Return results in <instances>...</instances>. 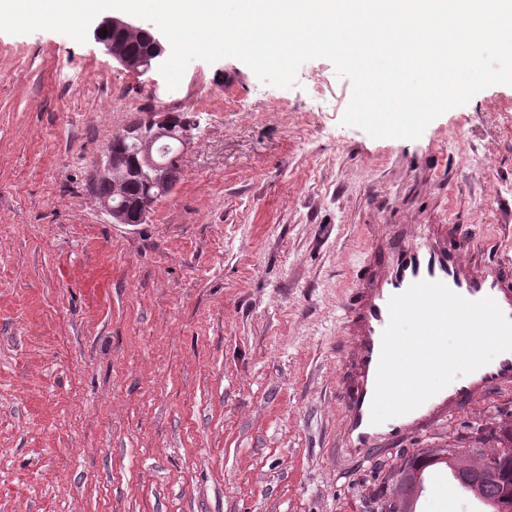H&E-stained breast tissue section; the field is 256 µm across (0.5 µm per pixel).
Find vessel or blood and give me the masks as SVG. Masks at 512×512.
Returning <instances> with one entry per match:
<instances>
[{
  "mask_svg": "<svg viewBox=\"0 0 512 512\" xmlns=\"http://www.w3.org/2000/svg\"><path fill=\"white\" fill-rule=\"evenodd\" d=\"M420 281L443 283L471 301L492 298L512 319V260L489 256L455 225L389 224L373 235L342 326L346 356L338 376L342 420L336 449L344 468L430 434L478 396L512 389V351H507L456 377L415 410L371 424L388 302Z\"/></svg>",
  "mask_w": 512,
  "mask_h": 512,
  "instance_id": "obj_1",
  "label": "vessel or blood"
}]
</instances>
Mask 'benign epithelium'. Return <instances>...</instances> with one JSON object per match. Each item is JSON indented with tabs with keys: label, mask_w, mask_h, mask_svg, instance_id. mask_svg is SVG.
<instances>
[{
	"label": "benign epithelium",
	"mask_w": 512,
	"mask_h": 512,
	"mask_svg": "<svg viewBox=\"0 0 512 512\" xmlns=\"http://www.w3.org/2000/svg\"><path fill=\"white\" fill-rule=\"evenodd\" d=\"M108 36H103V33ZM145 36L150 42V49L139 56L129 55L124 39ZM94 39L103 46L105 52L113 57L125 70L144 76L157 68L164 60L166 48L161 35L152 30L151 26L133 18L108 16L97 24L93 30ZM198 121L192 120L191 125L178 127L173 124L167 112H156L148 118L147 129H142L135 120L122 130V135L140 142L134 166H125L122 160L112 154V147H106L103 155L94 166L90 190L97 194V186L101 181H121L126 173H136L150 183L154 189L150 201L137 204V211L130 213L119 196L100 197V208L114 224H143L147 221L158 200L170 195L175 189L168 176L167 162L162 160L169 151L174 157L181 158L194 139V130Z\"/></svg>",
	"instance_id": "7a95c632"
}]
</instances>
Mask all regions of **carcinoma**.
<instances>
[{"label": "carcinoma", "mask_w": 512, "mask_h": 512, "mask_svg": "<svg viewBox=\"0 0 512 512\" xmlns=\"http://www.w3.org/2000/svg\"><path fill=\"white\" fill-rule=\"evenodd\" d=\"M453 448L471 449L473 463L489 455L500 459L501 468L497 473L485 475L469 489L492 512H512V422L500 423L489 429L487 436L471 442L461 435L448 447L423 451L407 458L404 464L396 460L377 463L378 471L386 472L385 481L380 483L377 491V498L388 504L384 512H413L412 490L422 483L428 469L443 464L452 473H457V460L451 455Z\"/></svg>", "instance_id": "obj_1"}]
</instances>
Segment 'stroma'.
<instances>
[{"label": "stroma", "mask_w": 512, "mask_h": 512, "mask_svg": "<svg viewBox=\"0 0 512 512\" xmlns=\"http://www.w3.org/2000/svg\"><path fill=\"white\" fill-rule=\"evenodd\" d=\"M351 94L324 58L289 88L196 60L171 90L0 32V512H366L370 464L334 453L342 303L385 224L512 257V86L416 140L342 125ZM151 112L200 127L148 223H112L92 166ZM510 418L480 397L407 449Z\"/></svg>", "instance_id": "stroma-1"}]
</instances>
